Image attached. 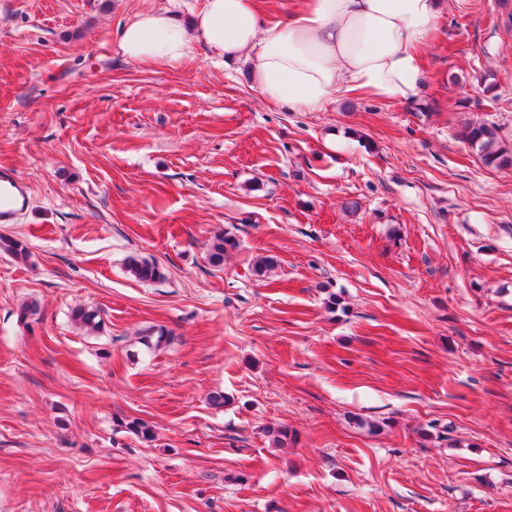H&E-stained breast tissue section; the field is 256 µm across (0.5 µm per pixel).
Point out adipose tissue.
<instances>
[{
	"label": "adipose tissue",
	"instance_id": "adipose-tissue-1",
	"mask_svg": "<svg viewBox=\"0 0 512 512\" xmlns=\"http://www.w3.org/2000/svg\"><path fill=\"white\" fill-rule=\"evenodd\" d=\"M270 18L257 0H201L189 21L171 9L138 13L120 32L124 56L165 66L201 44L246 65L263 101L311 112L338 98L392 103L417 98L419 46L437 28L446 0H293Z\"/></svg>",
	"mask_w": 512,
	"mask_h": 512
}]
</instances>
